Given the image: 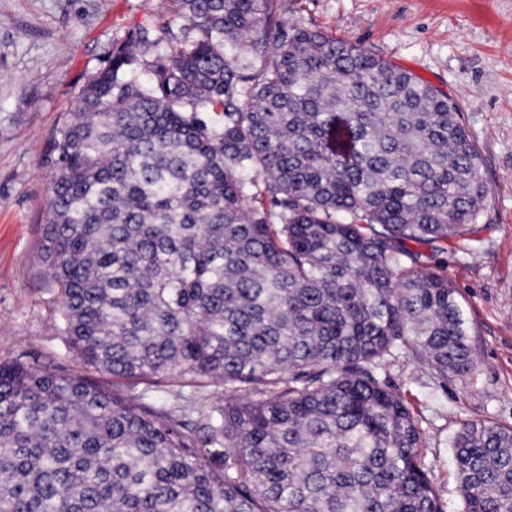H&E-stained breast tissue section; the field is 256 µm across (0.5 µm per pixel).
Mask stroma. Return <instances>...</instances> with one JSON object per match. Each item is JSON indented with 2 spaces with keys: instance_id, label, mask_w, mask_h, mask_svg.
Segmentation results:
<instances>
[{
  "instance_id": "35a3bbf8",
  "label": "stroma",
  "mask_w": 512,
  "mask_h": 512,
  "mask_svg": "<svg viewBox=\"0 0 512 512\" xmlns=\"http://www.w3.org/2000/svg\"><path fill=\"white\" fill-rule=\"evenodd\" d=\"M174 0H0V361L81 371L56 332L40 257L51 147L86 78L141 25L180 28ZM273 24L362 46L460 107L488 188L469 250L448 242V277L473 334L478 371L435 379L401 354L381 371L419 420L422 453L444 512H462L450 440L466 419L512 424V0H275ZM203 406L223 386L168 377L167 406Z\"/></svg>"
}]
</instances>
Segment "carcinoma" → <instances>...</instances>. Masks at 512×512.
Returning <instances> with one entry per match:
<instances>
[{"instance_id":"carcinoma-1","label":"carcinoma","mask_w":512,"mask_h":512,"mask_svg":"<svg viewBox=\"0 0 512 512\" xmlns=\"http://www.w3.org/2000/svg\"><path fill=\"white\" fill-rule=\"evenodd\" d=\"M175 2L180 32L114 47L54 140L41 258L86 372L0 361V512H443L380 370H478L426 262L486 209L459 106L361 46L260 33L271 0ZM93 372L224 403L193 419ZM452 448L462 512H512V425ZM152 395L168 407L184 404L182 396L194 394L195 407L209 405L219 398H224V386L208 381L189 382L178 376L168 377L160 387H152Z\"/></svg>"}]
</instances>
